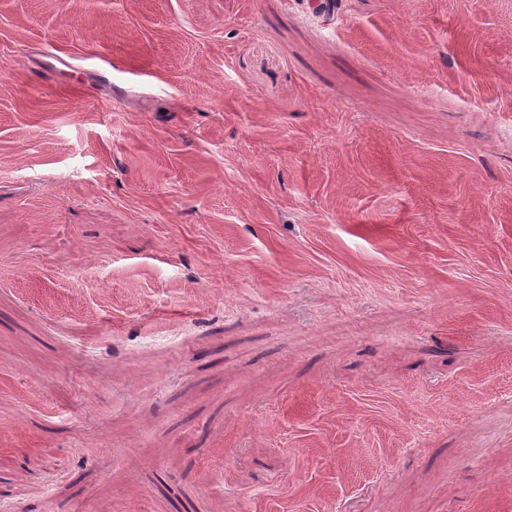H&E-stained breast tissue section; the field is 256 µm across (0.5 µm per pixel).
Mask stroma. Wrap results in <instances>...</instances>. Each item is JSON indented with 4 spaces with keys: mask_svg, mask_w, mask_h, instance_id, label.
Returning <instances> with one entry per match:
<instances>
[{
    "mask_svg": "<svg viewBox=\"0 0 512 512\" xmlns=\"http://www.w3.org/2000/svg\"><path fill=\"white\" fill-rule=\"evenodd\" d=\"M0 512H512V0H0Z\"/></svg>",
    "mask_w": 512,
    "mask_h": 512,
    "instance_id": "1",
    "label": "stroma"
}]
</instances>
